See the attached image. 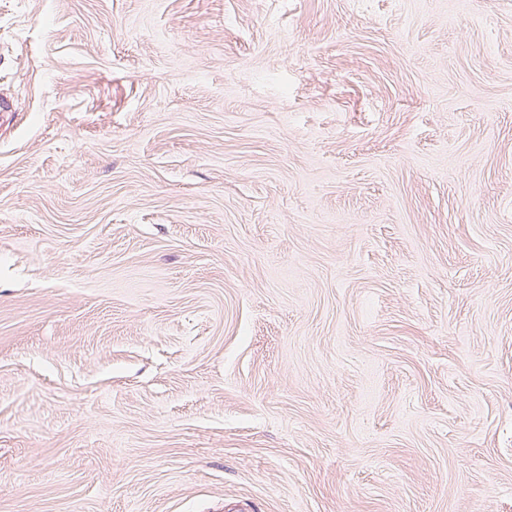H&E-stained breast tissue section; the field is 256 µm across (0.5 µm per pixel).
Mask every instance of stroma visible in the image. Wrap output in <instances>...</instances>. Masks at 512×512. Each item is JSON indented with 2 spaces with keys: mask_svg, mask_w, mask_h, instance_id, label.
Instances as JSON below:
<instances>
[{
  "mask_svg": "<svg viewBox=\"0 0 512 512\" xmlns=\"http://www.w3.org/2000/svg\"><path fill=\"white\" fill-rule=\"evenodd\" d=\"M0 512H512V0H0Z\"/></svg>",
  "mask_w": 512,
  "mask_h": 512,
  "instance_id": "stroma-1",
  "label": "stroma"
}]
</instances>
